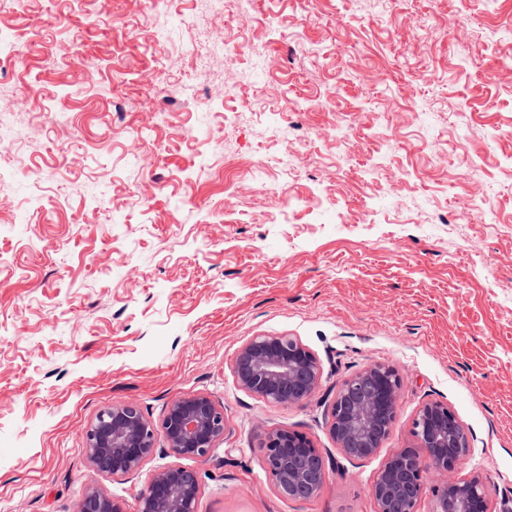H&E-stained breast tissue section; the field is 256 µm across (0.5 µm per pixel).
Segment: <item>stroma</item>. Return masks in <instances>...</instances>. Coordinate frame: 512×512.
<instances>
[{
  "instance_id": "stroma-1",
  "label": "stroma",
  "mask_w": 512,
  "mask_h": 512,
  "mask_svg": "<svg viewBox=\"0 0 512 512\" xmlns=\"http://www.w3.org/2000/svg\"><path fill=\"white\" fill-rule=\"evenodd\" d=\"M222 33L248 52L179 49ZM0 40L24 45L0 74V512L89 488L135 512L169 466L197 472L198 512H377L431 401L468 434L458 477L512 512V0H12ZM280 334L322 366L305 403L236 381ZM374 364L402 377L396 420L351 459L329 407ZM193 394L226 416L208 458L90 467L99 410L157 423ZM276 429L330 458L319 495L275 487Z\"/></svg>"
}]
</instances>
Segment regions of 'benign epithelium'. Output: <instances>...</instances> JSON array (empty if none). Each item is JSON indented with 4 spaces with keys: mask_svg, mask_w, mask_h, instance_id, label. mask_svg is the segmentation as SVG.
<instances>
[{
    "mask_svg": "<svg viewBox=\"0 0 512 512\" xmlns=\"http://www.w3.org/2000/svg\"><path fill=\"white\" fill-rule=\"evenodd\" d=\"M234 373L239 386L270 403L307 400L322 378L316 356L288 335L252 337L238 352ZM402 387L398 371L375 364L343 380L329 411V432L348 458H367L377 437L389 434ZM223 408L203 394L180 396L160 423L134 403L102 409L85 432L89 465L96 471L126 475L138 471L156 452L157 438L176 457L206 459L224 441ZM413 443L393 454L372 485L378 512H418L425 475L441 477L433 489L431 512H488L486 488L477 475L451 478L470 450L468 434L447 405L425 404L412 424ZM265 467L279 491L306 499L323 488L327 460L304 434L277 429L265 434ZM426 450L422 457L420 450ZM197 473L180 466L163 468L137 493L136 512H197ZM72 512H125L123 504L95 489L75 500Z\"/></svg>",
    "mask_w": 512,
    "mask_h": 512,
    "instance_id": "1",
    "label": "benign epithelium"
}]
</instances>
